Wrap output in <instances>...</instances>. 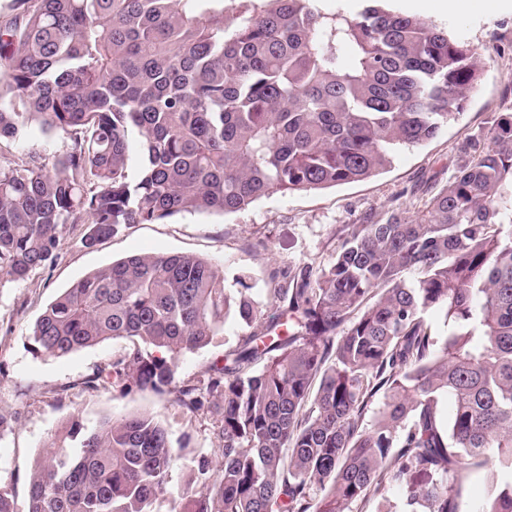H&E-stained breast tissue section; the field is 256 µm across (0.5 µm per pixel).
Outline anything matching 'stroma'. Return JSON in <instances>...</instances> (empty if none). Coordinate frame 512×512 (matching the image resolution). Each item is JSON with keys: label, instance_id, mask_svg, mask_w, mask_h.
I'll return each mask as SVG.
<instances>
[{"label": "stroma", "instance_id": "stroma-1", "mask_svg": "<svg viewBox=\"0 0 512 512\" xmlns=\"http://www.w3.org/2000/svg\"><path fill=\"white\" fill-rule=\"evenodd\" d=\"M458 11H439L437 0H388L389 9L423 18L478 49L485 71L463 112L425 145L396 149L389 164L362 181L318 191L279 193L257 199L232 213L180 212L156 224H130L96 246L81 243L84 227L67 225L59 255L23 282L0 287V409L17 422L0 436V484L11 488L17 512L28 510V483L35 462L51 435L72 416L93 427L103 419L147 413L163 423L180 455L169 473L171 488H183L195 462L213 456L215 424L205 411L189 413L173 396L86 388L97 368L125 350L126 341H105L62 358L34 351L32 328L47 305L85 275L114 261L141 253H184L204 258L224 274L226 288L237 275L250 276L254 293L267 302L266 290L288 272L328 267L349 226L365 215L393 207L408 214L445 185L454 173L459 148L486 127L492 113L512 109V0H462ZM67 140L40 130L20 143L1 141L0 160L24 153L57 157ZM241 334L236 318L207 347L178 360L177 376L200 380L211 362L234 346Z\"/></svg>", "mask_w": 512, "mask_h": 512}]
</instances>
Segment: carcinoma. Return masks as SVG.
Returning <instances> with one entry per match:
<instances>
[{
  "label": "carcinoma",
  "instance_id": "carcinoma-1",
  "mask_svg": "<svg viewBox=\"0 0 512 512\" xmlns=\"http://www.w3.org/2000/svg\"><path fill=\"white\" fill-rule=\"evenodd\" d=\"M360 2L237 0L229 20L225 0H15L0 23V138L36 124L68 144L52 164H0V285L53 263L68 224L91 248L126 224L363 180L433 139L479 86L481 55ZM459 153L416 215H368L329 267L267 289L271 315L245 275L230 291L206 259L136 254L58 295L34 350L127 340L86 387L210 410L216 459L197 461L170 512H350L394 484L406 495L387 512H459L473 466L492 487L480 512H512V112ZM231 316L245 332L204 386L175 382L179 357ZM176 461L148 414L93 429L74 417L36 461L28 512H155Z\"/></svg>",
  "mask_w": 512,
  "mask_h": 512
}]
</instances>
